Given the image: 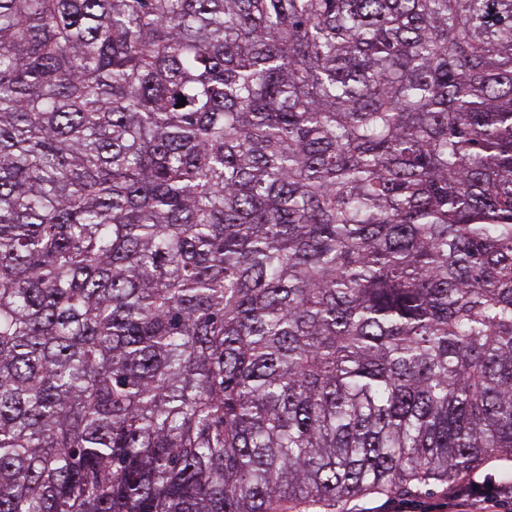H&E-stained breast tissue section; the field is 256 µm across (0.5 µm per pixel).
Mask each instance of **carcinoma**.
I'll return each mask as SVG.
<instances>
[{
	"label": "carcinoma",
	"instance_id": "cac0c4a2",
	"mask_svg": "<svg viewBox=\"0 0 512 512\" xmlns=\"http://www.w3.org/2000/svg\"><path fill=\"white\" fill-rule=\"evenodd\" d=\"M512 459V0H0V512H279Z\"/></svg>",
	"mask_w": 512,
	"mask_h": 512
}]
</instances>
